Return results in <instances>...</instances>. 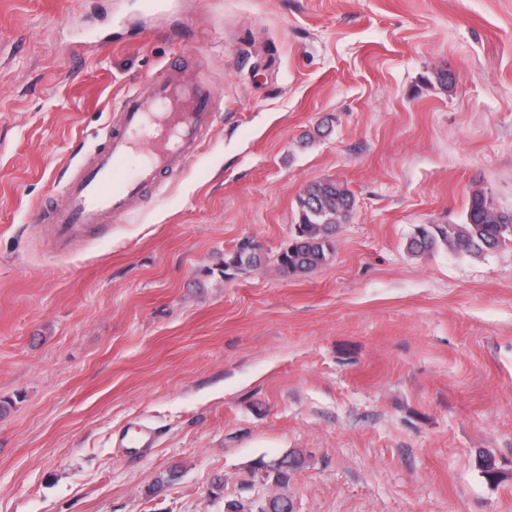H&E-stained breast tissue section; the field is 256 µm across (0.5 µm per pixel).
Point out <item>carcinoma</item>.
<instances>
[{
	"label": "carcinoma",
	"mask_w": 512,
	"mask_h": 512,
	"mask_svg": "<svg viewBox=\"0 0 512 512\" xmlns=\"http://www.w3.org/2000/svg\"><path fill=\"white\" fill-rule=\"evenodd\" d=\"M355 198L347 185L335 180L307 184L297 201L294 235L283 248L278 269L284 276L309 273L322 266L333 253V236L351 215ZM512 244V213L492 207L487 196L472 193L462 223L419 224L407 242L417 256L432 253L440 245L462 249L483 257ZM262 247L242 239L224 258V276L249 271L262 265Z\"/></svg>",
	"instance_id": "carcinoma-1"
}]
</instances>
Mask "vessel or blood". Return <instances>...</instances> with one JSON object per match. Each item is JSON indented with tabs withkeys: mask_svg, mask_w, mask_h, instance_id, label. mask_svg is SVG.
Returning a JSON list of instances; mask_svg holds the SVG:
<instances>
[{
	"mask_svg": "<svg viewBox=\"0 0 512 512\" xmlns=\"http://www.w3.org/2000/svg\"><path fill=\"white\" fill-rule=\"evenodd\" d=\"M215 99L212 86L185 78L178 59L163 66L150 92L130 87L113 109L103 147L66 184L63 202L43 209L58 244L127 214L163 174L183 167L213 123Z\"/></svg>",
	"mask_w": 512,
	"mask_h": 512,
	"instance_id": "obj_1",
	"label": "vessel or blood"
}]
</instances>
